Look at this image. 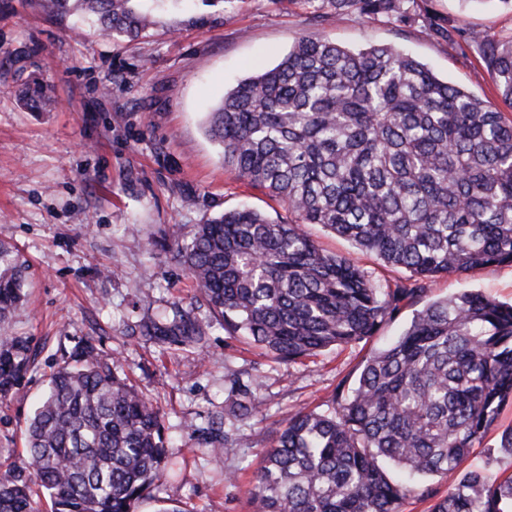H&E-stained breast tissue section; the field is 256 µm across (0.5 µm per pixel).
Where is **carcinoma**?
<instances>
[{"label":"carcinoma","mask_w":512,"mask_h":512,"mask_svg":"<svg viewBox=\"0 0 512 512\" xmlns=\"http://www.w3.org/2000/svg\"><path fill=\"white\" fill-rule=\"evenodd\" d=\"M80 11L96 31L136 36L155 25L139 0H46ZM314 12L422 22L448 47L474 46L501 103L512 109V35L489 39L413 9L410 0H301ZM23 98L52 99L33 79ZM224 170L279 199L290 218L228 210L187 241L172 228L173 259L194 279L198 318L176 311L146 331L199 342L213 321L274 359L295 362L359 343L427 283L512 264V112L440 79L392 46L349 50L305 33L275 67L248 76L206 120ZM321 224L409 273L384 288L351 257L329 255L302 230ZM24 266L0 246V321L21 301ZM28 339L0 334V398L31 370ZM259 381L230 380L224 434L209 452L237 449V423L260 415ZM512 403V304L467 291L417 311L403 333L364 360L323 412L299 410L277 430L250 490L253 512H512V475L464 467ZM26 462L0 475V512H137L170 470L162 415L122 377V365L77 344L54 372L25 430ZM449 481L439 496L424 484Z\"/></svg>","instance_id":"obj_1"}]
</instances>
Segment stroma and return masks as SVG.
<instances>
[{
  "label": "stroma",
  "instance_id": "35a3bbf8",
  "mask_svg": "<svg viewBox=\"0 0 512 512\" xmlns=\"http://www.w3.org/2000/svg\"><path fill=\"white\" fill-rule=\"evenodd\" d=\"M425 6L488 38L512 35V10L491 0ZM153 8L155 26L130 39L49 16L38 0H0V243L27 268L24 302L9 329L30 339L34 358L32 371L0 400V471L23 465L24 429L48 376L88 338L102 358L120 360L129 382L162 412L177 466L161 498L181 512H252L249 490L275 430L298 410H326L337 386H352L365 357L429 302L466 290L511 302L512 265L437 278L373 338L291 364L219 326L197 344L144 335L145 323L191 308L195 297L168 250L172 225L189 238L207 218L242 205L276 221L288 217L278 200L225 172L205 133L207 112L304 33L347 48L396 46L481 99L496 101L497 92L476 51L448 49L418 24L398 28L354 12L317 17L298 0H155ZM34 76L55 109L22 106L18 92ZM304 230L379 279L406 277L320 225ZM233 373L261 376L263 412L241 423L237 454L214 463L185 423L223 420ZM511 425L509 403L468 466L512 474V456L499 446Z\"/></svg>",
  "mask_w": 512,
  "mask_h": 512
}]
</instances>
